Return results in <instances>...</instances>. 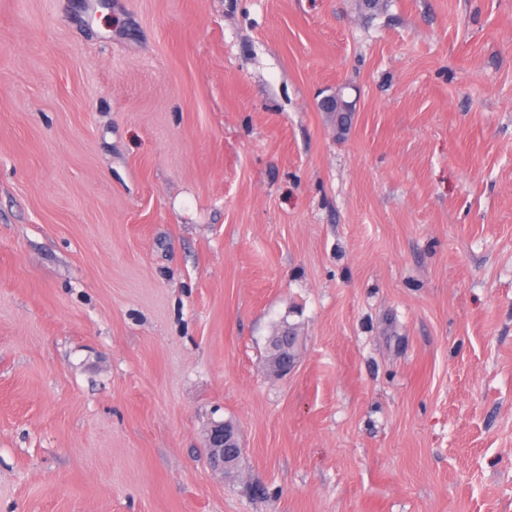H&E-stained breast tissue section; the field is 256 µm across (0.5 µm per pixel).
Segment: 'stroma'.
<instances>
[{"label": "stroma", "instance_id": "obj_1", "mask_svg": "<svg viewBox=\"0 0 512 512\" xmlns=\"http://www.w3.org/2000/svg\"><path fill=\"white\" fill-rule=\"evenodd\" d=\"M0 512H512V0H0ZM293 346L294 336H288V329L283 330L280 336L270 339V347L274 353L270 363L273 373L285 376L293 370L296 362ZM287 352L288 355H285ZM242 452L238 430L232 423L222 421L210 426L205 436V455L213 469L224 471V467L236 461Z\"/></svg>", "mask_w": 512, "mask_h": 512}]
</instances>
